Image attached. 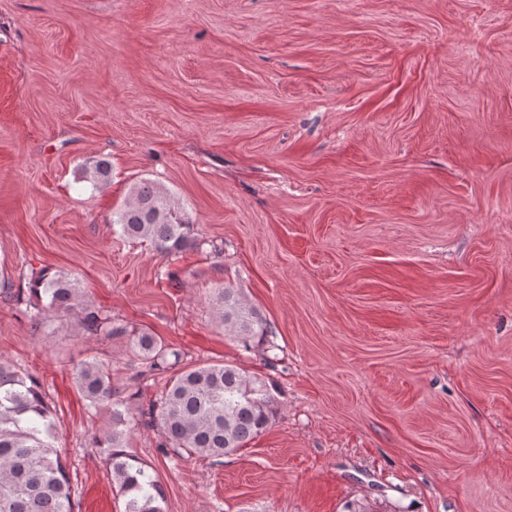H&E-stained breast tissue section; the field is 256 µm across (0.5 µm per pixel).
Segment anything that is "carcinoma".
I'll list each match as a JSON object with an SVG mask.
<instances>
[{
  "instance_id": "obj_1",
  "label": "carcinoma",
  "mask_w": 512,
  "mask_h": 512,
  "mask_svg": "<svg viewBox=\"0 0 512 512\" xmlns=\"http://www.w3.org/2000/svg\"><path fill=\"white\" fill-rule=\"evenodd\" d=\"M111 165L96 160L83 172L94 187L105 184ZM113 225L120 235L146 239L157 251L178 253L189 243L194 224L188 214L162 187L141 181L130 191ZM25 306L28 320L40 326L49 316H65L81 304L78 278L51 275L46 270L31 274L28 288L13 293ZM217 319L224 331L244 344L264 342L270 330L261 311L241 297L236 288L224 287L216 296ZM91 336H127L141 361V378L164 373L179 365L181 353L152 332L128 331L97 312L82 322ZM77 386L90 408L111 414L112 427L94 440L112 472L124 512H163L165 495L145 465L124 450L130 424L157 428L164 453L217 460L242 448L271 426L277 412L276 387L268 380L224 363L183 369L170 384L140 407L130 411L115 398L112 371L103 361L82 364ZM57 425L51 417L45 393L27 374L0 358V512H75L69 472L56 449Z\"/></svg>"
}]
</instances>
